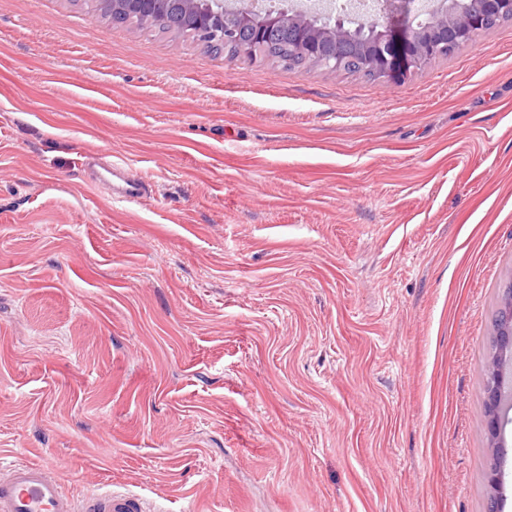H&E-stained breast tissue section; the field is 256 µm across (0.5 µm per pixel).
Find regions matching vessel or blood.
I'll return each mask as SVG.
<instances>
[{
  "instance_id": "1",
  "label": "vessel or blood",
  "mask_w": 512,
  "mask_h": 512,
  "mask_svg": "<svg viewBox=\"0 0 512 512\" xmlns=\"http://www.w3.org/2000/svg\"><path fill=\"white\" fill-rule=\"evenodd\" d=\"M0 512H152L138 497L116 491L77 502L51 467L14 463L0 468Z\"/></svg>"
}]
</instances>
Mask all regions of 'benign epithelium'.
<instances>
[{"mask_svg": "<svg viewBox=\"0 0 512 512\" xmlns=\"http://www.w3.org/2000/svg\"><path fill=\"white\" fill-rule=\"evenodd\" d=\"M476 8L461 7V0H361L363 15L372 16L377 28L367 38L349 29L351 18L336 11L327 0L325 5L305 10H272L265 0H250L239 9H225L224 0H151L152 17L168 20L180 13L194 14L200 27L215 18L224 27L213 34L250 51L261 47L273 35L288 36L297 52L325 63L333 61L339 69L342 59L355 57L379 79H400L452 53L459 45L473 40L486 30L491 21L512 19V0H476ZM503 325L496 334L497 356L489 362L495 382L486 388L487 431L492 453L498 457L488 473L492 489L488 512H500L503 489L502 435L506 395L501 381L506 365L500 358L512 351V289L502 295Z\"/></svg>", "mask_w": 512, "mask_h": 512, "instance_id": "7a95c632", "label": "benign epithelium"}]
</instances>
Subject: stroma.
Returning <instances> with one entry per match:
<instances>
[{"mask_svg": "<svg viewBox=\"0 0 512 512\" xmlns=\"http://www.w3.org/2000/svg\"><path fill=\"white\" fill-rule=\"evenodd\" d=\"M511 282L512 21L373 81L0 0V463L163 512H486ZM505 288L502 295L503 325L496 334L495 346L497 356L489 362V370L495 382L490 384L485 392L487 408V431L491 443L492 453L497 461L491 466L488 473V483L492 489L488 502V512H500V494L503 489V471L501 457L504 456L502 435L504 426V406L506 395L504 394L500 380H504L505 364L500 363V358L509 353L511 371V350H512V289ZM501 447V448H500Z\"/></svg>", "mask_w": 512, "mask_h": 512, "instance_id": "stroma-1", "label": "stroma"}]
</instances>
